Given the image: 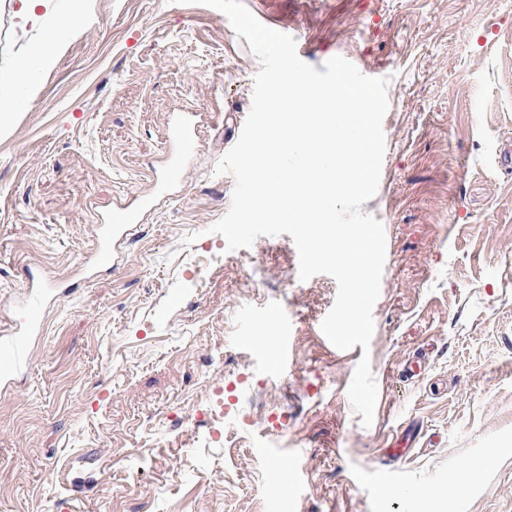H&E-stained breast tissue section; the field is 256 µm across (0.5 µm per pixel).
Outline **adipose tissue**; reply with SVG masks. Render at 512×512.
Instances as JSON below:
<instances>
[{
  "instance_id": "1",
  "label": "adipose tissue",
  "mask_w": 512,
  "mask_h": 512,
  "mask_svg": "<svg viewBox=\"0 0 512 512\" xmlns=\"http://www.w3.org/2000/svg\"><path fill=\"white\" fill-rule=\"evenodd\" d=\"M80 21V9L63 15L57 28L20 58L11 72L0 73V84L8 85L11 89L9 95L0 97V129L9 125L14 111L34 93L40 75L54 64L64 38Z\"/></svg>"
}]
</instances>
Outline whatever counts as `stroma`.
Listing matches in <instances>:
<instances>
[{"label": "stroma", "mask_w": 512, "mask_h": 512, "mask_svg": "<svg viewBox=\"0 0 512 512\" xmlns=\"http://www.w3.org/2000/svg\"><path fill=\"white\" fill-rule=\"evenodd\" d=\"M243 2L315 68L341 56L388 81L361 207L387 238L370 345L325 337L336 282L300 280L289 234L230 251L212 231L259 69L247 40L196 0H85L0 131V336L23 327L31 276L66 287L0 380V512H273V491L288 512H407L404 492L481 459L447 512H512V0ZM69 5L24 24L0 0V68ZM185 112L201 145L172 181ZM147 194L94 267L97 225ZM365 354L368 427L347 394Z\"/></svg>", "instance_id": "1"}]
</instances>
